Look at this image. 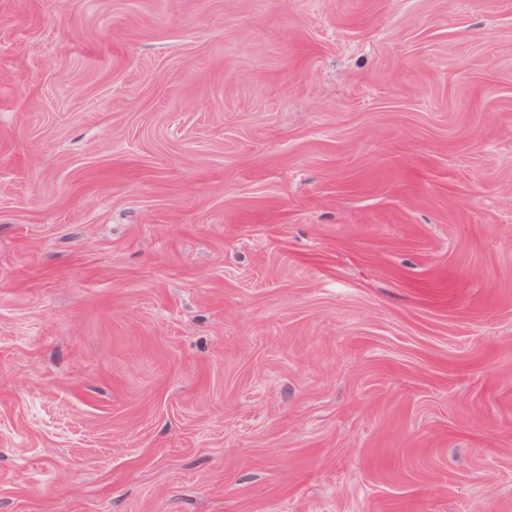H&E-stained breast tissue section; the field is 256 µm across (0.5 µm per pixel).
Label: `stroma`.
I'll return each instance as SVG.
<instances>
[{
  "instance_id": "stroma-1",
  "label": "stroma",
  "mask_w": 512,
  "mask_h": 512,
  "mask_svg": "<svg viewBox=\"0 0 512 512\" xmlns=\"http://www.w3.org/2000/svg\"><path fill=\"white\" fill-rule=\"evenodd\" d=\"M0 512H512V0H0Z\"/></svg>"
}]
</instances>
